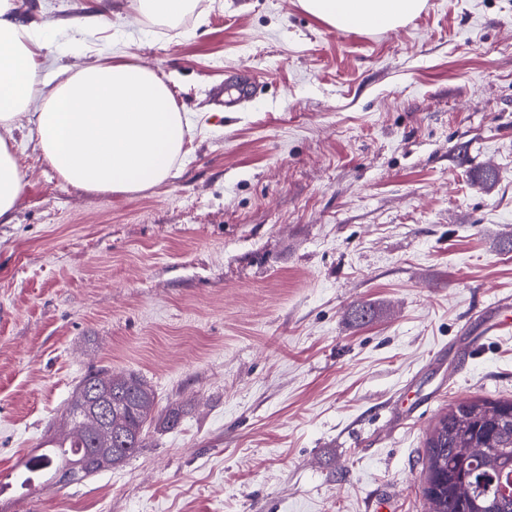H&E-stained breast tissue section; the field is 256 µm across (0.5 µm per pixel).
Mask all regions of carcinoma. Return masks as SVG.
I'll list each match as a JSON object with an SVG mask.
<instances>
[{
    "instance_id": "cac0c4a2",
    "label": "carcinoma",
    "mask_w": 512,
    "mask_h": 512,
    "mask_svg": "<svg viewBox=\"0 0 512 512\" xmlns=\"http://www.w3.org/2000/svg\"><path fill=\"white\" fill-rule=\"evenodd\" d=\"M110 407L109 418L81 422L70 436L48 441V450L31 457L29 471H51L63 485L81 481L105 467L118 466L145 447L146 430L158 422L177 427L174 409L156 412L150 385L135 374L112 376L89 371L72 392L66 418L82 416L93 402ZM468 448L485 452L468 455ZM422 493L433 512H512V398L476 395L448 404L425 442Z\"/></svg>"
}]
</instances>
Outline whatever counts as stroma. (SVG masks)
Returning a JSON list of instances; mask_svg holds the SVG:
<instances>
[{"label": "stroma", "mask_w": 512, "mask_h": 512, "mask_svg": "<svg viewBox=\"0 0 512 512\" xmlns=\"http://www.w3.org/2000/svg\"><path fill=\"white\" fill-rule=\"evenodd\" d=\"M13 4L55 26L44 75L128 55L193 130L166 182L104 196L60 180L31 111L0 127L25 173L0 224V512H428L440 413L512 397V322L489 329L512 300V0H427L376 33L298 0H195L174 27L125 0ZM231 71L256 90L228 109ZM102 367L179 426L22 488Z\"/></svg>", "instance_id": "stroma-1"}]
</instances>
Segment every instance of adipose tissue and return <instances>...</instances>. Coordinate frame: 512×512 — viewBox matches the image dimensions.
I'll return each instance as SVG.
<instances>
[{"label":"adipose tissue","instance_id":"1","mask_svg":"<svg viewBox=\"0 0 512 512\" xmlns=\"http://www.w3.org/2000/svg\"><path fill=\"white\" fill-rule=\"evenodd\" d=\"M310 16L345 31L395 30L418 16L426 0H298ZM49 27L19 24L0 0V126L38 104V146L64 183L100 194H132L165 182L184 154L191 123L167 85L149 68L117 61L71 74L39 95ZM24 175L0 139V222L10 223Z\"/></svg>","mask_w":512,"mask_h":512}]
</instances>
